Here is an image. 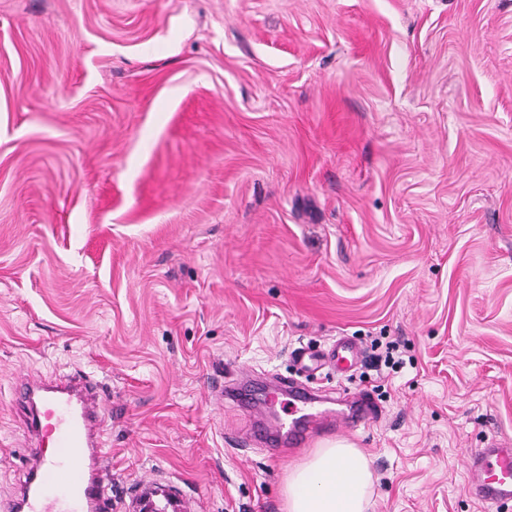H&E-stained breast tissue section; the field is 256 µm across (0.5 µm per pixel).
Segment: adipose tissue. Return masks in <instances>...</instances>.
I'll return each instance as SVG.
<instances>
[{"instance_id":"adipose-tissue-1","label":"adipose tissue","mask_w":512,"mask_h":512,"mask_svg":"<svg viewBox=\"0 0 512 512\" xmlns=\"http://www.w3.org/2000/svg\"><path fill=\"white\" fill-rule=\"evenodd\" d=\"M370 459L354 442L327 438L288 469L283 512H368Z\"/></svg>"}]
</instances>
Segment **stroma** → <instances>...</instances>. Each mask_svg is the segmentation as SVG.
Instances as JSON below:
<instances>
[{
    "instance_id": "stroma-1",
    "label": "stroma",
    "mask_w": 512,
    "mask_h": 512,
    "mask_svg": "<svg viewBox=\"0 0 512 512\" xmlns=\"http://www.w3.org/2000/svg\"><path fill=\"white\" fill-rule=\"evenodd\" d=\"M349 337L352 371L298 349ZM396 342L403 367H371ZM94 373L118 512H282L222 387L348 412L369 512H489L512 440V0H0V500L23 377ZM158 491L146 496L143 486ZM512 444L492 443L468 458L467 487L488 507L512 502Z\"/></svg>"
}]
</instances>
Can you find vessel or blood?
<instances>
[{
  "instance_id": "vessel-or-blood-1",
  "label": "vessel or blood",
  "mask_w": 512,
  "mask_h": 512,
  "mask_svg": "<svg viewBox=\"0 0 512 512\" xmlns=\"http://www.w3.org/2000/svg\"><path fill=\"white\" fill-rule=\"evenodd\" d=\"M358 348L348 338L336 343L331 359L302 350L306 370L331 364L337 373L349 371ZM29 425L36 435L35 463L6 512H116L112 497L110 452L102 439L106 412L98 384L87 375L69 380L23 382ZM296 413L281 419L274 433L302 443V423L313 420L315 399L295 391L288 396ZM467 487L479 501L493 506L512 502V444L493 443L468 458Z\"/></svg>"
}]
</instances>
